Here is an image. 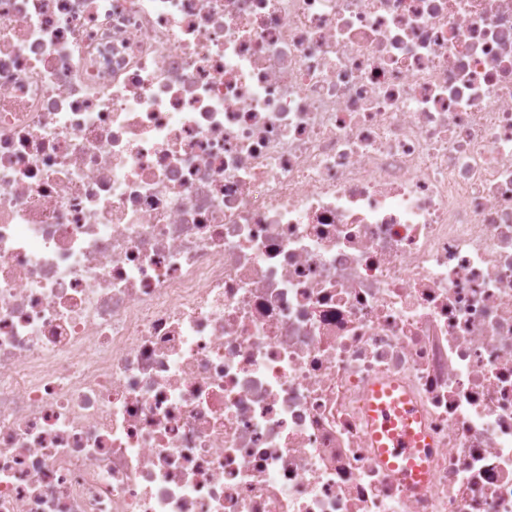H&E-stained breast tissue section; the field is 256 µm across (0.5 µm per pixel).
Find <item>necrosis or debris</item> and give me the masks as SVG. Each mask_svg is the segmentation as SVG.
I'll return each instance as SVG.
<instances>
[{"label": "necrosis or debris", "instance_id": "necrosis-or-debris-1", "mask_svg": "<svg viewBox=\"0 0 512 512\" xmlns=\"http://www.w3.org/2000/svg\"><path fill=\"white\" fill-rule=\"evenodd\" d=\"M0 512H512V0H0ZM401 402L404 403V406L401 409L396 407V402H393V407H395V412L399 414H403L407 418L406 426L399 432H390L386 434L389 423L391 421V416L388 410L383 403L375 405L374 408L378 410L373 415L375 418H382V428L384 433L386 434L387 442L381 444L379 447L381 448L385 459H392L391 464L396 466V460L400 458H407L415 452V446H421V436L419 433L415 431L412 427V424L416 420V415L412 408L406 405V400L401 399ZM393 425V422L391 421Z\"/></svg>", "mask_w": 512, "mask_h": 512}]
</instances>
